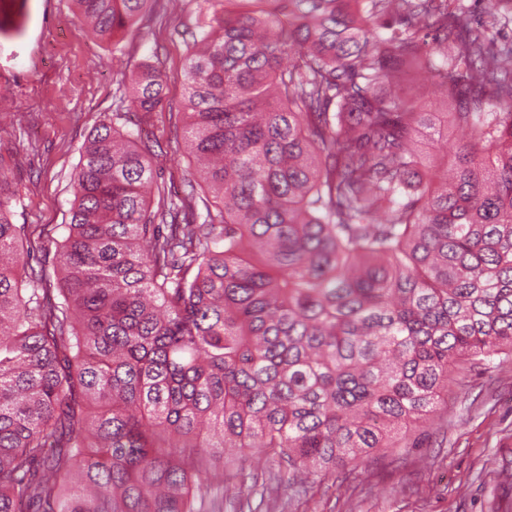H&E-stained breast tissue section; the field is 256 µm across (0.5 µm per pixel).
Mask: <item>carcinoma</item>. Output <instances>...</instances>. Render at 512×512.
I'll use <instances>...</instances> for the list:
<instances>
[{
	"label": "carcinoma",
	"instance_id": "carcinoma-1",
	"mask_svg": "<svg viewBox=\"0 0 512 512\" xmlns=\"http://www.w3.org/2000/svg\"><path fill=\"white\" fill-rule=\"evenodd\" d=\"M110 40L157 0H75ZM185 31L196 206L139 132L80 153L57 286L0 157V512H196L212 461L343 469L432 414L450 365L512 356V22L448 0H201ZM437 66L420 112L405 90ZM146 63L130 105L167 104ZM336 111H330L331 105ZM451 169L423 138H448Z\"/></svg>",
	"mask_w": 512,
	"mask_h": 512
}]
</instances>
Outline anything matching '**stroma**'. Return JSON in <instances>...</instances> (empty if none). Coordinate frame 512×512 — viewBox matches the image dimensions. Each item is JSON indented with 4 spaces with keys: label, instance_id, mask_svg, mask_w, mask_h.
<instances>
[{
    "label": "stroma",
    "instance_id": "35a3bbf8",
    "mask_svg": "<svg viewBox=\"0 0 512 512\" xmlns=\"http://www.w3.org/2000/svg\"><path fill=\"white\" fill-rule=\"evenodd\" d=\"M195 5L147 12L115 40L83 29L75 0H0V156L12 221L44 227L34 264L54 270L72 207L73 175L99 120L126 109L145 61L168 74L169 109L142 125L160 186L184 191L195 163L177 141L186 125L180 29ZM225 462L200 512H512V360L460 363L434 416L345 469L278 488L260 449Z\"/></svg>",
    "mask_w": 512,
    "mask_h": 512
}]
</instances>
